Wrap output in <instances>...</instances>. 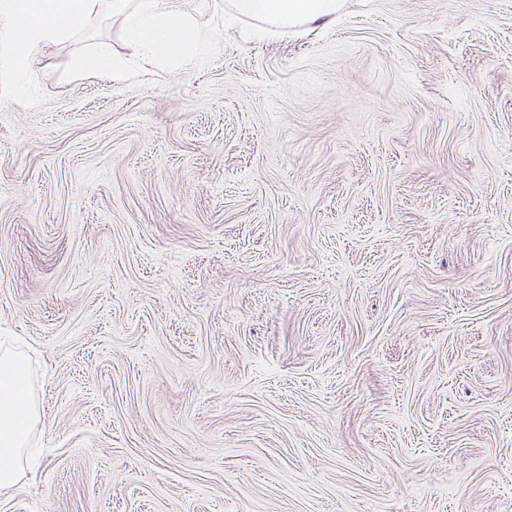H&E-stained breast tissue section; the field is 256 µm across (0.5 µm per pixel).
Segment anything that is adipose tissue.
<instances>
[{
  "label": "adipose tissue",
  "mask_w": 512,
  "mask_h": 512,
  "mask_svg": "<svg viewBox=\"0 0 512 512\" xmlns=\"http://www.w3.org/2000/svg\"><path fill=\"white\" fill-rule=\"evenodd\" d=\"M34 419L29 376L19 359L0 358V488L18 482L17 461Z\"/></svg>",
  "instance_id": "adipose-tissue-1"
}]
</instances>
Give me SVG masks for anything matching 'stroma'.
I'll return each mask as SVG.
<instances>
[{"instance_id": "1", "label": "stroma", "mask_w": 512, "mask_h": 512, "mask_svg": "<svg viewBox=\"0 0 512 512\" xmlns=\"http://www.w3.org/2000/svg\"><path fill=\"white\" fill-rule=\"evenodd\" d=\"M0 104V512H512V0H346ZM34 419L27 369L17 358H0V488L18 482L17 461Z\"/></svg>"}]
</instances>
